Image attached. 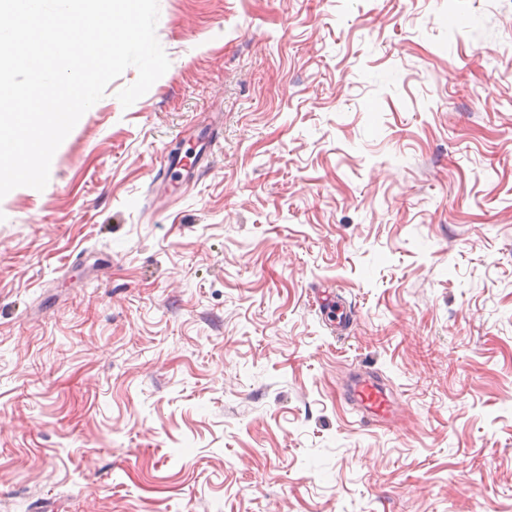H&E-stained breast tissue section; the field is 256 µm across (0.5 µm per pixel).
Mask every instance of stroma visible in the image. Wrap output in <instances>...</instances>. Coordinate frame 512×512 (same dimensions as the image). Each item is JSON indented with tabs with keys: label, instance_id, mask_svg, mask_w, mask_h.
Here are the masks:
<instances>
[{
	"label": "stroma",
	"instance_id": "1",
	"mask_svg": "<svg viewBox=\"0 0 512 512\" xmlns=\"http://www.w3.org/2000/svg\"><path fill=\"white\" fill-rule=\"evenodd\" d=\"M156 34L150 90L0 199V512H512V0H159ZM351 395L364 422L386 420L392 412L385 390L371 377L357 379L351 386Z\"/></svg>",
	"mask_w": 512,
	"mask_h": 512
}]
</instances>
